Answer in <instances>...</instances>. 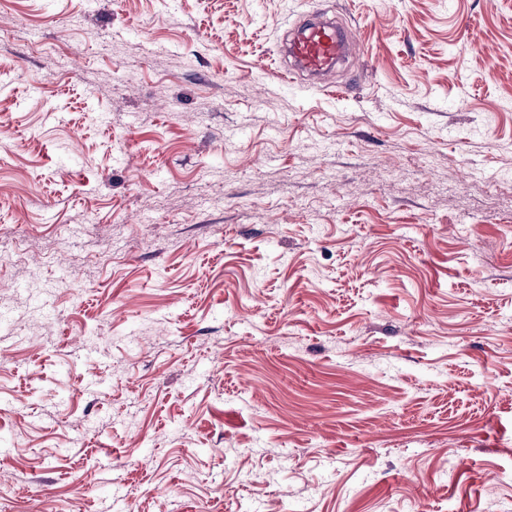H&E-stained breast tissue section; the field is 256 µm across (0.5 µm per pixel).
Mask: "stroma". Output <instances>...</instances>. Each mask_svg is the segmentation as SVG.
Returning <instances> with one entry per match:
<instances>
[{
	"instance_id": "stroma-1",
	"label": "stroma",
	"mask_w": 512,
	"mask_h": 512,
	"mask_svg": "<svg viewBox=\"0 0 512 512\" xmlns=\"http://www.w3.org/2000/svg\"><path fill=\"white\" fill-rule=\"evenodd\" d=\"M1 242L0 512H512V0H0ZM288 45L290 65L282 67L278 74L289 82H294L300 74H328L349 54V40L333 19L304 23Z\"/></svg>"
}]
</instances>
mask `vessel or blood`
Masks as SVG:
<instances>
[{"label": "vessel or blood", "mask_w": 512, "mask_h": 512, "mask_svg": "<svg viewBox=\"0 0 512 512\" xmlns=\"http://www.w3.org/2000/svg\"><path fill=\"white\" fill-rule=\"evenodd\" d=\"M348 54L349 41L335 20L308 22L290 38V63L280 69L279 75L291 82L301 74L325 75L345 61Z\"/></svg>", "instance_id": "obj_1"}]
</instances>
